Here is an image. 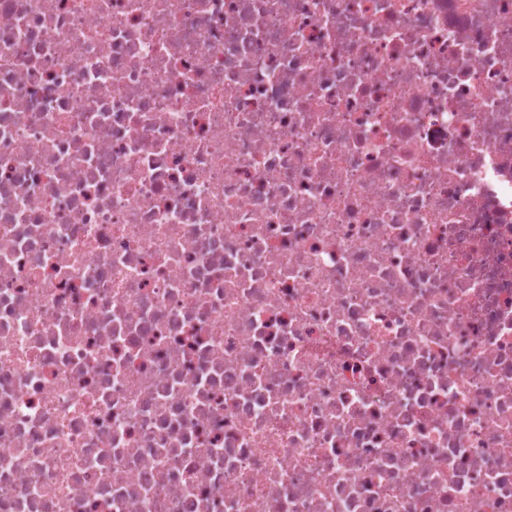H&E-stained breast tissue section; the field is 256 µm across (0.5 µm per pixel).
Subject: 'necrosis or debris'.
Wrapping results in <instances>:
<instances>
[{"label": "necrosis or debris", "instance_id": "necrosis-or-debris-1", "mask_svg": "<svg viewBox=\"0 0 512 512\" xmlns=\"http://www.w3.org/2000/svg\"><path fill=\"white\" fill-rule=\"evenodd\" d=\"M0 512H512V0H0Z\"/></svg>", "mask_w": 512, "mask_h": 512}]
</instances>
